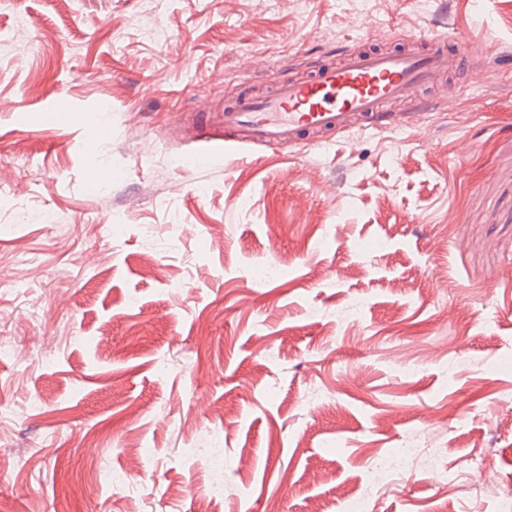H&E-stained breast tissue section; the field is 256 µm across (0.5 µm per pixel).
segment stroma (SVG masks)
<instances>
[{
  "label": "stroma",
  "mask_w": 512,
  "mask_h": 512,
  "mask_svg": "<svg viewBox=\"0 0 512 512\" xmlns=\"http://www.w3.org/2000/svg\"><path fill=\"white\" fill-rule=\"evenodd\" d=\"M446 31L512 63V0H0V512H200L214 448L217 512H338L409 437L490 480L421 464L375 512L512 497V72L320 149L211 120L312 52Z\"/></svg>",
  "instance_id": "35a3bbf8"
}]
</instances>
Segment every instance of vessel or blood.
<instances>
[{
    "instance_id": "b4317fda",
    "label": "vessel or blood",
    "mask_w": 512,
    "mask_h": 512,
    "mask_svg": "<svg viewBox=\"0 0 512 512\" xmlns=\"http://www.w3.org/2000/svg\"><path fill=\"white\" fill-rule=\"evenodd\" d=\"M496 57L487 41L457 34L426 42L405 37L390 48L339 46L266 94L240 92L224 110V147L319 148L341 133L413 130L420 115L447 101L449 74L485 77Z\"/></svg>"
}]
</instances>
